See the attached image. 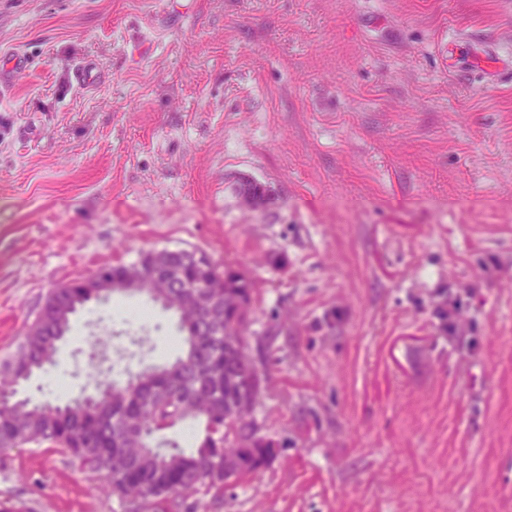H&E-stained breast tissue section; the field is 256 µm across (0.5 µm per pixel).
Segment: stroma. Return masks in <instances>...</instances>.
<instances>
[{
	"instance_id": "35a3bbf8",
	"label": "stroma",
	"mask_w": 512,
	"mask_h": 512,
	"mask_svg": "<svg viewBox=\"0 0 512 512\" xmlns=\"http://www.w3.org/2000/svg\"><path fill=\"white\" fill-rule=\"evenodd\" d=\"M0 356L48 291L196 248L254 283L271 466L198 512H512V0H0ZM96 78L78 84L77 69ZM279 205L248 209L241 181ZM183 350L145 295L75 314L27 390ZM0 449V510L122 512Z\"/></svg>"
}]
</instances>
